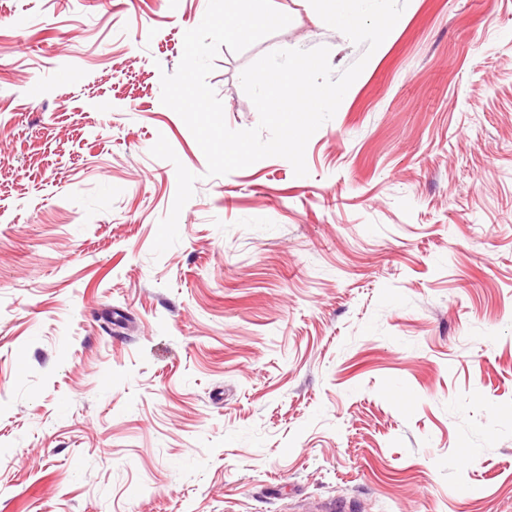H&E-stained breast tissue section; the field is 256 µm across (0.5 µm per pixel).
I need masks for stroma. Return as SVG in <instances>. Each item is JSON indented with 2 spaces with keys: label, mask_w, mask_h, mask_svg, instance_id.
I'll return each mask as SVG.
<instances>
[{
  "label": "stroma",
  "mask_w": 512,
  "mask_h": 512,
  "mask_svg": "<svg viewBox=\"0 0 512 512\" xmlns=\"http://www.w3.org/2000/svg\"><path fill=\"white\" fill-rule=\"evenodd\" d=\"M207 5L0 0V512H512V0L369 57L275 0L207 78L231 129L266 53L368 59L304 177H206L162 104Z\"/></svg>",
  "instance_id": "1"
}]
</instances>
